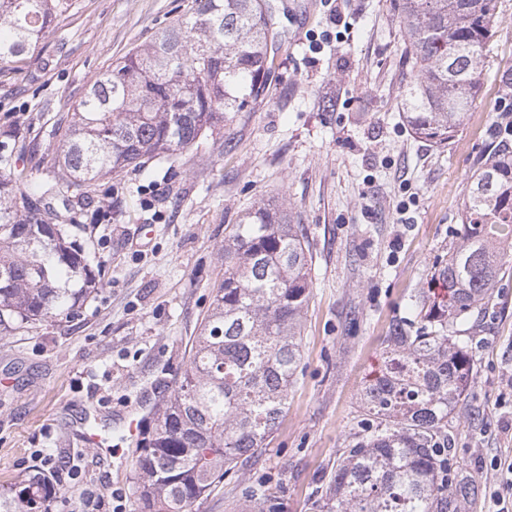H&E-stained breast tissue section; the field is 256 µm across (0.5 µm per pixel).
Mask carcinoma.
Segmentation results:
<instances>
[{
  "label": "carcinoma",
  "mask_w": 512,
  "mask_h": 512,
  "mask_svg": "<svg viewBox=\"0 0 512 512\" xmlns=\"http://www.w3.org/2000/svg\"><path fill=\"white\" fill-rule=\"evenodd\" d=\"M147 44L94 79L66 122L46 130L49 164L0 127V335L72 318L94 278L83 242L91 186L153 158L174 163L264 95L277 38L269 0H193ZM412 74L401 95L412 133L454 139L479 94L498 0H390ZM68 0H0V62L19 61ZM44 177H33L35 171ZM456 244L435 258L448 300L414 297L396 320L384 368L364 388L365 418L320 512H466L476 481L451 455L449 417L474 369L458 326L479 316L512 266V146L492 142L466 188ZM224 268L176 388L134 466L148 512H191L258 457L288 405L313 294L306 231L263 203L224 236ZM54 485L0 488V512H49Z\"/></svg>",
  "instance_id": "1"
}]
</instances>
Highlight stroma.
Masks as SVG:
<instances>
[{"label": "stroma", "mask_w": 512, "mask_h": 512, "mask_svg": "<svg viewBox=\"0 0 512 512\" xmlns=\"http://www.w3.org/2000/svg\"><path fill=\"white\" fill-rule=\"evenodd\" d=\"M190 0H70L21 61L0 62V125L30 135L73 112L90 82L186 9ZM281 37L264 99L228 133L114 179L95 202L87 248L103 282L79 314L0 338V486L43 471V451L73 457L55 477L51 512L117 493L141 512L121 432L84 447V412L149 411L171 394L211 303L224 230L274 202L304 226L313 298L288 410L262 455L229 474L192 512H317L361 419L392 320L411 300L442 301L436 255L452 243L471 171L494 136L501 76L512 70V0L486 48L481 92L447 148L401 118L404 35L389 0H274ZM475 367L448 432L479 485L467 512H488L512 457V270L485 313L462 326Z\"/></svg>", "instance_id": "1"}]
</instances>
